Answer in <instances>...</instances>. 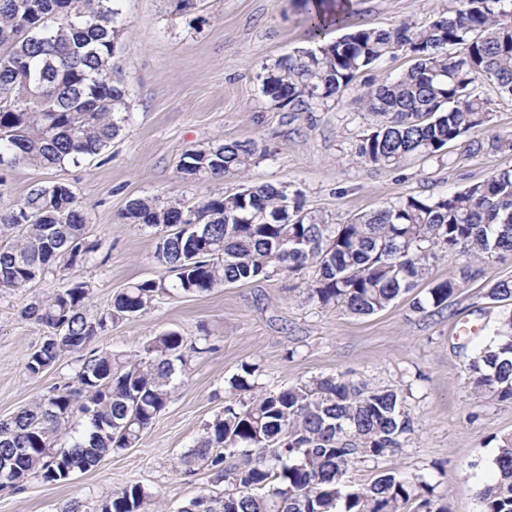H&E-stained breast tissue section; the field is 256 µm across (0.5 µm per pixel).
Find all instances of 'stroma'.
Masks as SVG:
<instances>
[{
	"mask_svg": "<svg viewBox=\"0 0 512 512\" xmlns=\"http://www.w3.org/2000/svg\"><path fill=\"white\" fill-rule=\"evenodd\" d=\"M445 6V0H352L342 28L328 36L422 25ZM122 8L128 28L117 63L130 89L129 124L105 153L81 165H19L0 175L2 212L17 208L34 186L52 182L68 184L88 208L89 236L100 248L76 275L91 284L94 310L129 283L163 274L148 231L124 217L134 198L187 200L232 193L247 182L285 183L307 207L340 220L512 169V151L492 146L497 137L512 135V98L489 81L478 85L489 122L450 145L443 160L411 158L378 169L356 159L360 137L376 122L360 96L369 84L406 69L404 56L361 73L322 111L274 108L260 92L263 66L315 45L296 0H193L187 9L179 0H123ZM218 140H255L267 154L242 175L205 183L181 179L182 154ZM464 263L461 256L441 254L412 294L363 317L308 300L301 276L285 273L203 295L157 296L140 317L96 336L93 347L134 355L160 331L193 339L206 330L211 350L193 356L186 373L177 374L169 404L136 447L105 456L64 483L32 478L21 492H0V512H61L73 500L94 512L114 490L135 483L152 494L154 512H177L191 498L224 492L204 466L187 475L177 463L204 424L222 412L229 380L245 362L258 365L259 383L274 390L340 375L398 391L415 422L413 432L393 453L352 467L348 485L370 484L385 472L417 475L443 496L448 512H480L477 492L495 476L500 439L512 435V401L473 392L467 365L477 343L512 308V299L487 295L492 284L512 280V254L486 259L466 281ZM72 275L56 268L28 294H0V419L71 380L79 367L80 356L73 353L30 378L25 356L45 330L19 316L30 298L52 292ZM442 280L458 282L455 294L442 307L414 310L413 301L426 299L430 282Z\"/></svg>",
	"mask_w": 512,
	"mask_h": 512,
	"instance_id": "1",
	"label": "stroma"
}]
</instances>
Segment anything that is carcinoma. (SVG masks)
Here are the masks:
<instances>
[{
	"label": "carcinoma",
	"instance_id": "cac0c4a2",
	"mask_svg": "<svg viewBox=\"0 0 512 512\" xmlns=\"http://www.w3.org/2000/svg\"><path fill=\"white\" fill-rule=\"evenodd\" d=\"M121 0H0V167L50 170L102 154L131 119L127 85L112 80L113 51L126 29ZM403 54L410 67L371 84L360 100L377 117L356 149L360 162L383 169L448 145L489 121L477 82L489 80L512 97V0H448L425 26L359 28L321 40L264 67L262 94L289 112H316L356 76ZM255 140L214 142L183 154L182 178L205 182L241 174L265 155ZM288 186L246 185L188 205L136 198L124 218L157 232L164 224L201 219L198 237H154V257L168 272L135 282L91 315V285L75 277L37 297L20 317L47 329L24 369L37 378L66 353L88 351L74 381L0 419V491L19 492L32 477L57 484L102 458L138 445L169 403L187 351L182 334L152 337L142 353L121 358L88 350L108 326L133 320L155 296L200 295L226 284L265 280L275 271L311 268L308 299L348 314H374L412 292L443 252L474 264L512 252V169L437 196H407L388 207L338 222L304 208L288 209ZM90 218L64 183L33 187L14 210L0 213V293H22L59 262L78 271L100 244L87 236ZM454 281L431 283L427 303L441 307ZM257 367L241 365L229 380L232 397L179 459L184 472L202 464L227 497L198 496L178 512H448L418 476L393 473L353 488L349 468L401 447L414 422L399 393L342 377L319 376L272 391ZM476 392L512 400V311L468 367ZM69 435V446H57ZM495 480L478 491L481 512H512V436L493 459ZM151 494L126 485L97 512H145Z\"/></svg>",
	"mask_w": 512,
	"mask_h": 512
}]
</instances>
